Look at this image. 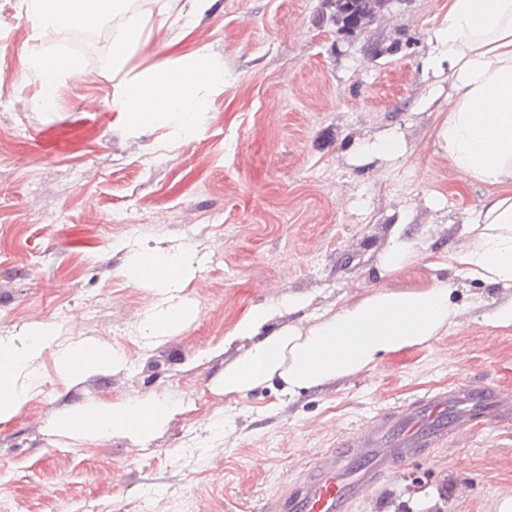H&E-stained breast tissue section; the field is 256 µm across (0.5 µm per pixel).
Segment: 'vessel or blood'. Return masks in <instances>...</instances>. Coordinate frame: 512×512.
<instances>
[{"mask_svg":"<svg viewBox=\"0 0 512 512\" xmlns=\"http://www.w3.org/2000/svg\"><path fill=\"white\" fill-rule=\"evenodd\" d=\"M477 415L511 418L512 394L464 380L387 410L322 453L294 484L268 498L262 512H350L390 467L438 447Z\"/></svg>","mask_w":512,"mask_h":512,"instance_id":"obj_1","label":"vessel or blood"}]
</instances>
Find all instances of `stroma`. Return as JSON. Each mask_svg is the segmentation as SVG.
<instances>
[{"label": "stroma", "mask_w": 512, "mask_h": 512, "mask_svg": "<svg viewBox=\"0 0 512 512\" xmlns=\"http://www.w3.org/2000/svg\"><path fill=\"white\" fill-rule=\"evenodd\" d=\"M149 0L174 24L144 36L128 75L185 64L206 47L223 86L192 135L158 120L135 126L112 104V42L123 9L104 15L100 55H79L51 110L31 53L55 59L25 0H0V336L50 323L55 340L21 411L0 422V512H259L389 406L471 379L512 391V328L486 319L507 291L452 268L457 229L486 188L465 181L435 138L447 95L429 68L448 0H397L365 33L317 24L321 0ZM384 55L366 52L371 42ZM405 144L396 160L355 155L380 134ZM421 244L416 273L383 278L377 257L397 225ZM191 247L198 271L180 293L194 316L163 342L147 325L155 290L127 275L136 252ZM458 285V326L353 378L281 395L219 384L232 360L224 336L252 306L309 295L302 318L384 284L416 277ZM124 350L128 366L61 372L68 346ZM166 398L179 405L150 454L120 433L90 438L57 422L81 407ZM512 497V419L472 420L447 443L396 466L354 512H496Z\"/></svg>", "instance_id": "1"}]
</instances>
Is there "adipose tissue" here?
<instances>
[{"label":"adipose tissue","instance_id":"adipose-tissue-1","mask_svg":"<svg viewBox=\"0 0 512 512\" xmlns=\"http://www.w3.org/2000/svg\"><path fill=\"white\" fill-rule=\"evenodd\" d=\"M113 0H26L39 29L90 26L112 7ZM148 24L134 19L112 48L110 67L119 81L113 105L131 123L146 125L162 119L188 133L196 132L206 107V94L221 85L223 75L208 62L206 48L188 63L149 78H123L129 53ZM430 64L448 78V113L436 131L437 141L452 166L484 184L482 206L467 213L461 234L464 249L452 261L483 284L512 289V0H448L445 24L435 33ZM419 243L395 234L381 253L382 275L395 277L419 262ZM140 282L161 294V304L149 322V337L161 340L177 333L187 314L178 296L197 270L193 252L145 250L135 256ZM452 281L417 280L404 289L379 287L308 323L280 327L282 312L305 308L309 298L291 294L276 303L258 304L225 336V346L248 341L249 346L226 364L221 385L225 394L246 395L280 383L282 391L319 387L373 369L384 357L407 348L429 345L442 331L458 323ZM54 330L39 324L26 335L0 338V421L20 412L27 399L18 381L43 349ZM175 404L151 400L117 405L109 410L86 407L64 419L97 437L121 432L145 441L175 411Z\"/></svg>","mask_w":512,"mask_h":512}]
</instances>
